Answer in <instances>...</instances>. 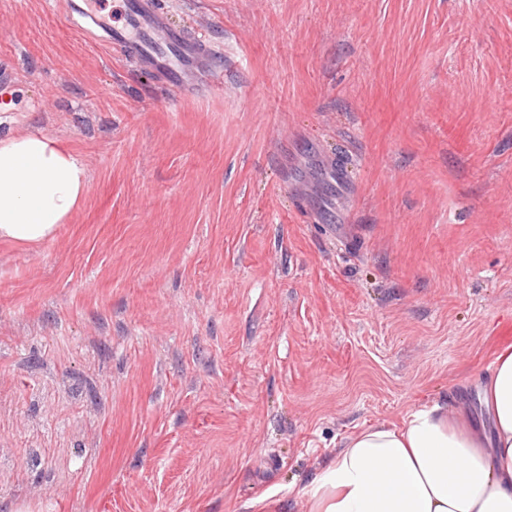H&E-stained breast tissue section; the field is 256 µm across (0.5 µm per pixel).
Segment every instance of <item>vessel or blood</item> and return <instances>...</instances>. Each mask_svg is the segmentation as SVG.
Returning <instances> with one entry per match:
<instances>
[{"mask_svg":"<svg viewBox=\"0 0 512 512\" xmlns=\"http://www.w3.org/2000/svg\"><path fill=\"white\" fill-rule=\"evenodd\" d=\"M52 9L61 19L70 22L90 37H101L118 45L137 65H149L159 56L160 40L184 44L195 52L207 55L221 54L205 34L185 37L167 26V18L157 0H132L127 19V31H106L103 22L76 12L70 0H53Z\"/></svg>","mask_w":512,"mask_h":512,"instance_id":"b4317fda","label":"vessel or blood"}]
</instances>
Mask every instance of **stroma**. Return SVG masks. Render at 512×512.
<instances>
[{
    "instance_id": "stroma-1",
    "label": "stroma",
    "mask_w": 512,
    "mask_h": 512,
    "mask_svg": "<svg viewBox=\"0 0 512 512\" xmlns=\"http://www.w3.org/2000/svg\"><path fill=\"white\" fill-rule=\"evenodd\" d=\"M156 68L0 0V137L89 174L0 243V512H308L355 432L512 345V0H162ZM224 70V90L199 92Z\"/></svg>"
}]
</instances>
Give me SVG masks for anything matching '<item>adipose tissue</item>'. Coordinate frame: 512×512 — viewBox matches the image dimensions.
<instances>
[{
    "label": "adipose tissue",
    "instance_id": "obj_1",
    "mask_svg": "<svg viewBox=\"0 0 512 512\" xmlns=\"http://www.w3.org/2000/svg\"><path fill=\"white\" fill-rule=\"evenodd\" d=\"M87 194L85 166L54 137L0 138V241L54 239ZM484 402L487 436L438 404L349 436L313 481L310 512H512L511 348L496 355Z\"/></svg>",
    "mask_w": 512,
    "mask_h": 512
}]
</instances>
